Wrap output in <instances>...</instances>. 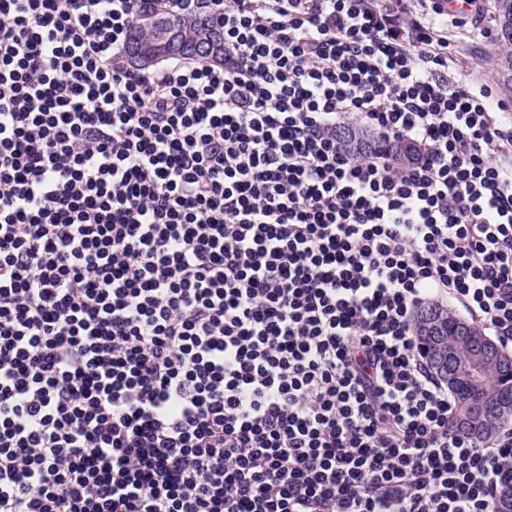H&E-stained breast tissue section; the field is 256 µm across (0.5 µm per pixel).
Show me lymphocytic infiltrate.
I'll return each mask as SVG.
<instances>
[{
  "label": "lymphocytic infiltrate",
  "instance_id": "obj_1",
  "mask_svg": "<svg viewBox=\"0 0 512 512\" xmlns=\"http://www.w3.org/2000/svg\"><path fill=\"white\" fill-rule=\"evenodd\" d=\"M156 5L0 0V512H490L512 422L451 426L412 319L512 343V105L437 4L219 0L223 64L117 67Z\"/></svg>",
  "mask_w": 512,
  "mask_h": 512
}]
</instances>
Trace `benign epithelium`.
Masks as SVG:
<instances>
[{"label": "benign epithelium", "instance_id": "1", "mask_svg": "<svg viewBox=\"0 0 512 512\" xmlns=\"http://www.w3.org/2000/svg\"><path fill=\"white\" fill-rule=\"evenodd\" d=\"M147 21L161 24L164 28L165 44L171 49L178 47V31L173 18L150 16ZM456 334L468 346L467 356H460L455 348L448 346L447 339L442 336L439 325L436 323L430 327L428 354V360L445 378L448 389L452 390L462 382L475 385L473 391L464 398L459 415L454 422L455 428L477 431L481 422L490 413L507 419L511 418L512 352L501 348L495 340L467 323L458 324ZM488 369L497 372L499 393L492 400L485 398L482 390L478 388L479 380Z\"/></svg>", "mask_w": 512, "mask_h": 512}]
</instances>
